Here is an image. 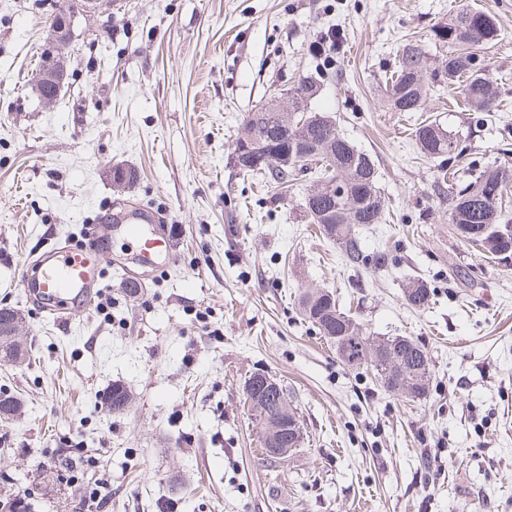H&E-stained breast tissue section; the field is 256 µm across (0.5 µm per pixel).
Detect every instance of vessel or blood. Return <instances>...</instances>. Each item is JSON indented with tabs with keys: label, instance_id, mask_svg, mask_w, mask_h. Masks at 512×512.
<instances>
[{
	"label": "vessel or blood",
	"instance_id": "1",
	"mask_svg": "<svg viewBox=\"0 0 512 512\" xmlns=\"http://www.w3.org/2000/svg\"><path fill=\"white\" fill-rule=\"evenodd\" d=\"M155 219L144 211L131 210L119 220V231L135 247L153 273L166 271L173 260L171 240L158 233ZM87 241L80 246L53 241L28 262L20 275L27 297L37 299L45 312L64 323L87 310L102 279L100 256L105 243L96 226L86 229Z\"/></svg>",
	"mask_w": 512,
	"mask_h": 512
}]
</instances>
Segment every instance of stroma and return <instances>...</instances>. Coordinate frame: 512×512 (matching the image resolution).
Listing matches in <instances>:
<instances>
[{
    "instance_id": "35a3bbf8",
    "label": "stroma",
    "mask_w": 512,
    "mask_h": 512,
    "mask_svg": "<svg viewBox=\"0 0 512 512\" xmlns=\"http://www.w3.org/2000/svg\"><path fill=\"white\" fill-rule=\"evenodd\" d=\"M497 16L487 49L498 88L482 123L456 91L394 112L381 79L406 39L429 40L459 0H117L109 31L78 20L66 92L52 108L28 83L48 0H0V307L23 316L24 362L0 363L18 411L0 419V503L30 512H512V262L485 257L448 222L440 160L411 138L423 117L463 134L457 186L512 143V0H468ZM335 40L331 57L314 45ZM316 107L377 168L391 218L365 224L366 266H346L303 212L310 185L242 179L245 117L305 75ZM136 180L114 194L112 165ZM157 208L175 232L161 279L110 223L106 286L63 325L18 286L48 234L79 236L119 200ZM386 262H379V254ZM143 286L128 296L126 278ZM435 289L415 310L406 286ZM331 288L381 337L418 341L427 396L386 392L305 322L299 298ZM268 373L304 432L287 460L266 456L245 382ZM130 396L120 414L104 397Z\"/></svg>"
}]
</instances>
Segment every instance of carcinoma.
Masks as SVG:
<instances>
[{
    "instance_id": "cac0c4a2",
    "label": "carcinoma",
    "mask_w": 512,
    "mask_h": 512,
    "mask_svg": "<svg viewBox=\"0 0 512 512\" xmlns=\"http://www.w3.org/2000/svg\"><path fill=\"white\" fill-rule=\"evenodd\" d=\"M501 35L498 19L486 8H459L448 23L431 31L432 40L446 50L441 66L428 70L426 52L419 45L407 42L395 55L393 70L385 78V99L394 112H422L435 86L457 87L464 101L476 112H490L496 101V87L485 70L472 66L475 53L495 45ZM317 79L301 78L287 90L286 112L248 113L239 139L252 140L262 149L288 156V165L279 159L259 169L239 166L244 176L269 175L280 185L288 183L297 159H303L316 180L307 189L306 197L313 199L322 210L332 208L329 184L340 181L346 195L343 207L336 210V218L316 219L304 209L310 223L318 225L321 235L340 248L344 261L352 268L364 266L368 255L356 231L361 224H383L389 216V207L378 186L377 169L373 159L359 150L339 129L336 122L315 124L307 121L315 111L313 105L318 92ZM412 136L425 158L446 156L457 160L462 154L461 138L440 127L435 121L419 122ZM501 181L497 198L481 197V188L488 182ZM512 190L511 166H486L472 176L469 183L456 191H448V223L458 237L501 262L512 260V220L502 214V199ZM434 289L426 283L405 288L404 298L413 309H422L431 303ZM303 319L333 347L339 361L351 368L374 367L373 349L383 347L389 339L368 334L352 316L343 312L334 292L318 288L303 294L299 301ZM25 356V348L13 340L0 343V361L18 363ZM408 387L427 395L431 380L430 362L426 350L414 339H409L405 351ZM112 412L120 413L129 402V394L122 385L115 384L105 396Z\"/></svg>"
}]
</instances>
